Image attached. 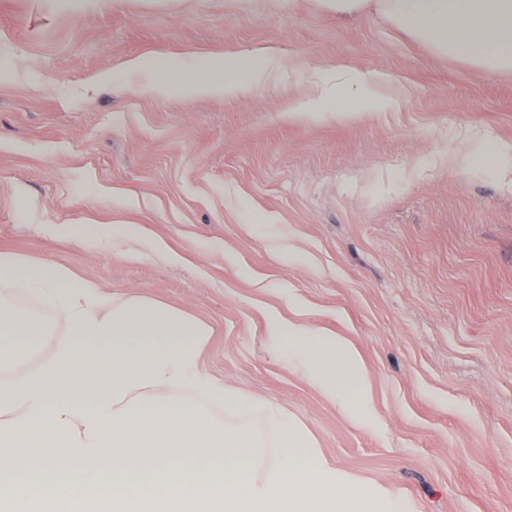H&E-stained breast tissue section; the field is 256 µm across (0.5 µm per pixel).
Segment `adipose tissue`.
<instances>
[{
    "instance_id": "adipose-tissue-1",
    "label": "adipose tissue",
    "mask_w": 512,
    "mask_h": 512,
    "mask_svg": "<svg viewBox=\"0 0 512 512\" xmlns=\"http://www.w3.org/2000/svg\"><path fill=\"white\" fill-rule=\"evenodd\" d=\"M318 2L340 16L379 15L437 54L512 71V0ZM127 67L161 72L145 94L241 98L262 78L240 54L213 59V79L189 60ZM336 85L341 119L386 105L367 73L337 70ZM212 335L207 321L146 294L0 250V503L8 512H409L322 459L280 407L206 371ZM266 341L341 411L366 407L348 337L291 321Z\"/></svg>"
}]
</instances>
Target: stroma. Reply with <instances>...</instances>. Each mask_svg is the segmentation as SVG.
<instances>
[{"label":"stroma","instance_id":"35a3bbf8","mask_svg":"<svg viewBox=\"0 0 512 512\" xmlns=\"http://www.w3.org/2000/svg\"><path fill=\"white\" fill-rule=\"evenodd\" d=\"M266 51L263 84L236 99L149 97L124 69ZM340 66L375 76L389 107L288 121ZM511 168L512 73L377 16L316 0H0V249L209 322V372L415 512H512ZM91 222L146 234L68 235ZM293 319L356 344L369 419L268 350L269 324Z\"/></svg>","mask_w":512,"mask_h":512}]
</instances>
